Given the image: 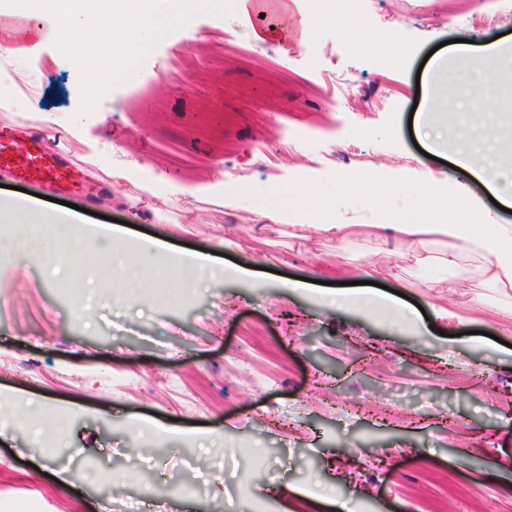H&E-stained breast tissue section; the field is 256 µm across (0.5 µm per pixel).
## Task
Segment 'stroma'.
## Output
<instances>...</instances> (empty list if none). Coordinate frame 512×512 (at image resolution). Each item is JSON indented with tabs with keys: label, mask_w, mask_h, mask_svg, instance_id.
Listing matches in <instances>:
<instances>
[{
	"label": "stroma",
	"mask_w": 512,
	"mask_h": 512,
	"mask_svg": "<svg viewBox=\"0 0 512 512\" xmlns=\"http://www.w3.org/2000/svg\"><path fill=\"white\" fill-rule=\"evenodd\" d=\"M356 9L374 34L392 28L413 47L402 66L356 28H337L323 0H282L262 14L237 2L164 35L139 80L103 96L80 122L98 153L76 141L48 145L105 182L94 203L0 170V196L17 186L30 199L84 207V223L128 222L129 240L167 239L211 254L216 268L178 304L128 296L99 277L100 299L80 320L81 292L0 252V389L49 412L69 408V445L54 454L37 445L50 425L16 411L0 440V512H171L177 500L191 512H286L294 488L317 484L348 512H512V323L491 314L512 305V289L484 281L472 255L452 275L372 238L288 236L269 220L285 214L284 200L267 190L276 180L304 211L328 202L338 218L366 222L371 213L343 181L357 170L388 186L384 210L424 219L414 199L433 175L452 189L457 175L449 151L423 155L427 130L409 124L434 85L423 60L432 51L446 59L442 81L458 91L489 42L512 50V0L454 9L448 0H357ZM479 12L493 23L476 25ZM211 41L258 54L205 57L178 75L190 45ZM20 63L28 82L0 65V130L72 127L75 64L49 39ZM334 71L356 82V99L329 103L321 76ZM267 115L303 138L271 169ZM461 115L497 150L512 149V86L490 79ZM132 161L129 178L110 177ZM397 168L411 170L412 188L390 187ZM222 181L240 186L233 203L211 193ZM336 263L419 303L425 329L380 308L329 309L317 292L284 286ZM232 267L252 270L253 281L229 275ZM439 307L451 319L433 317ZM135 418L174 429L161 455L141 454L143 435L128 429ZM199 428L223 435L203 441ZM65 467L99 480L60 486L52 472Z\"/></svg>",
	"instance_id": "obj_1"
}]
</instances>
